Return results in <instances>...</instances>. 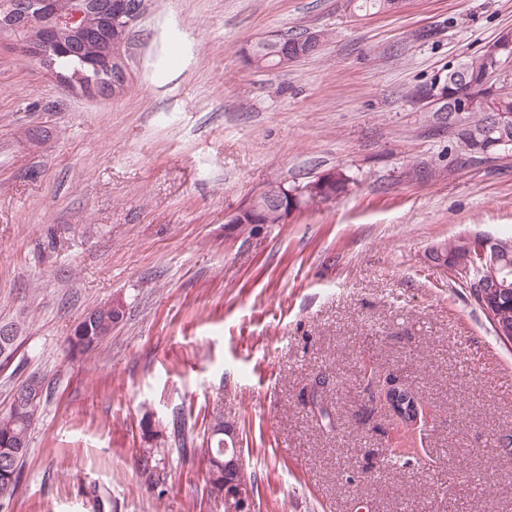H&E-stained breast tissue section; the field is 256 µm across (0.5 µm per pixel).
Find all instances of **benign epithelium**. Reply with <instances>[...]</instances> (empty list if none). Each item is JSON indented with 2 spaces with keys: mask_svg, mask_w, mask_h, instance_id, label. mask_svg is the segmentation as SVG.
Returning a JSON list of instances; mask_svg holds the SVG:
<instances>
[{
  "mask_svg": "<svg viewBox=\"0 0 512 512\" xmlns=\"http://www.w3.org/2000/svg\"><path fill=\"white\" fill-rule=\"evenodd\" d=\"M88 4L85 0H71L62 11L52 10L50 0H13L0 11V43H6L16 51L38 62L45 70L52 73L58 83L70 91L80 92L86 96H102L112 90L122 88L126 79L127 68L124 64L122 44L109 41L104 46L103 55L106 66L92 65L86 61L70 71H59L56 68V57L61 46L65 45L62 30L70 34L80 32L85 25ZM101 10H112V25L115 28L128 30L140 18L141 8L124 2L111 4L107 0L95 4ZM501 47L490 44L487 46V67L485 70V86L488 92L495 93L512 91V79L509 72L512 68V55L500 54ZM448 78L463 89V93L452 99L431 94L436 112H452L463 116L468 112L474 100L479 97L477 89L467 84V72L458 64L448 67ZM267 206L274 209L280 222L295 213L300 205L288 206V197L299 194L297 190H286L282 186H270L265 189ZM263 213L252 206L225 217L227 224H259ZM484 264L483 281L477 284L480 298H485L497 288L508 287L507 278H499V274L507 269L503 265L502 254L496 247V241L475 235L466 239L463 249L456 254L453 268L466 275L471 266ZM230 468L236 476L235 500L237 512H250V489L244 471L238 459H233Z\"/></svg>",
  "mask_w": 512,
  "mask_h": 512,
  "instance_id": "benign-epithelium-1",
  "label": "benign epithelium"
}]
</instances>
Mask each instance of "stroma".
<instances>
[{"label": "stroma", "mask_w": 512, "mask_h": 512, "mask_svg": "<svg viewBox=\"0 0 512 512\" xmlns=\"http://www.w3.org/2000/svg\"><path fill=\"white\" fill-rule=\"evenodd\" d=\"M512 29V0H149L119 96L68 92L0 45V369L48 398L0 512H224L202 456L139 457L141 420L182 414L205 447L224 413L251 512H512V343L451 269L460 237L512 236V151L457 148L423 96ZM323 33L285 69L271 36ZM346 187L282 224L225 223L271 183ZM98 350L67 340L93 307ZM432 409L392 463L395 420L362 366ZM303 35L284 38L277 37L275 44H262L265 39L258 41L254 47V58L257 66L266 68H285L282 65V53L288 51V57L298 60L309 52V37L302 38ZM280 43V44H278ZM97 311L90 318V336H83L85 342L81 354L90 352L100 345L112 334V324L118 322L122 316L119 305L105 304L94 308Z\"/></svg>", "instance_id": "obj_1"}]
</instances>
